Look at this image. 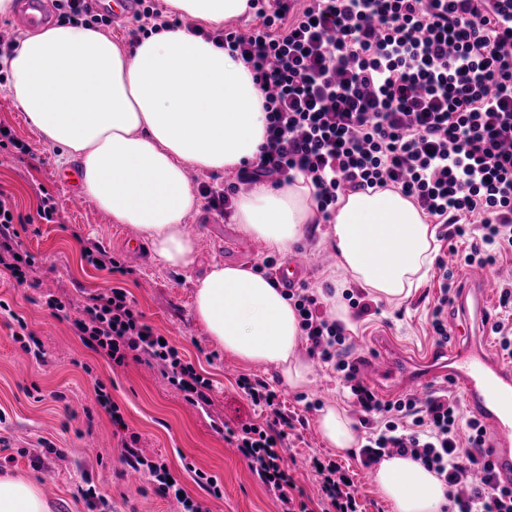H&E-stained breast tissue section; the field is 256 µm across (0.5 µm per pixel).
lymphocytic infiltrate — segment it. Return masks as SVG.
Here are the masks:
<instances>
[{"label": "lymphocytic infiltrate", "mask_w": 512, "mask_h": 512, "mask_svg": "<svg viewBox=\"0 0 512 512\" xmlns=\"http://www.w3.org/2000/svg\"><path fill=\"white\" fill-rule=\"evenodd\" d=\"M256 16L248 32L219 31L211 39L253 72L265 95L266 141L236 182L200 183L208 206L227 215L238 184L300 176L315 187L327 221L344 191L391 187L468 239L465 265L495 264L488 245L512 246V0H269ZM12 212L11 197L0 190V269L23 284L35 259L21 248ZM285 295L311 357L335 372L363 413V467L407 456L444 481L451 512H512V485L492 468L487 430L465 416L457 396L443 386L422 399L380 398L350 359L345 323L329 318L309 288ZM72 325L85 347L113 364L158 362L187 403L210 404L211 380L162 342L124 289L88 297ZM237 384L269 417L225 429V440L250 461L281 512H308L277 450L292 425L278 394L244 376ZM125 461L183 512H207L171 482L166 463L132 449ZM310 465L321 479L324 512H358L341 464Z\"/></svg>", "instance_id": "f902f5d3"}]
</instances>
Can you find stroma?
Here are the masks:
<instances>
[{"label": "stroma", "mask_w": 512, "mask_h": 512, "mask_svg": "<svg viewBox=\"0 0 512 512\" xmlns=\"http://www.w3.org/2000/svg\"><path fill=\"white\" fill-rule=\"evenodd\" d=\"M6 85L1 70L0 126L9 128L27 150L0 152V189L14 198L15 226L36 264L22 285L0 272V475L19 474L35 481L50 512H182L176 499L155 495L151 484L124 463L123 443L134 433L138 453L166 462L187 493L209 512H280L273 493L220 431L224 425L238 428L264 419L261 407L247 400L236 384L245 375L267 383L285 405L294 427L279 452L308 498L310 512H322L309 467L315 456L337 460L348 469L363 512H391L355 456L337 454L318 434L316 416L324 405L345 408L356 422L362 414L339 395L335 374L311 359L306 343H299L296 354L309 362L313 382L293 390L281 383L273 367H248L225 353L194 318L195 277L215 263L256 268L270 254L266 244L203 205L187 220L199 242L192 268H162L147 251L130 257L122 241L139 242V234L129 225L113 223L92 198L72 203L60 180L56 153L13 106ZM45 193L58 207L51 224L37 214ZM327 230V225H312L301 245L309 258L303 281L312 288H324L336 265L335 252L322 241ZM95 242L130 266V273L89 264L83 250ZM442 282L441 270L431 268L427 280L408 298L384 304L380 314L355 322L352 357L369 359L385 342L416 355L438 348L430 313ZM113 287L125 289L145 321L169 339L182 360L212 380L210 405L185 402L156 362L130 359L117 366L82 344L73 318L89 296ZM53 297L65 303L66 312L48 307ZM19 315L38 338L43 361L14 340ZM98 383L111 394L123 425H115L97 404ZM198 470L218 478L221 497L195 482Z\"/></svg>", "instance_id": "obj_1"}]
</instances>
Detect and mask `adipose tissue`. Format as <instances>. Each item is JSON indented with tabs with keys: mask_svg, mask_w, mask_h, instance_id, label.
<instances>
[{
	"mask_svg": "<svg viewBox=\"0 0 512 512\" xmlns=\"http://www.w3.org/2000/svg\"><path fill=\"white\" fill-rule=\"evenodd\" d=\"M179 18L218 27L248 11V0H164ZM5 65L7 91L64 165L77 164L83 190L113 222L137 230L158 265L190 268L198 240L186 226L199 202L189 168L221 174L254 160L266 138L265 98L253 73L227 49L184 26L124 48L97 29L62 22L22 33ZM314 188L303 178L259 182L242 193L232 223L281 255L316 223ZM326 234L344 281L394 303L426 279L435 230L399 190L341 196ZM193 311L213 340L247 366L274 367L289 387L311 383L297 357L299 317L270 279L214 264L194 283ZM316 427L338 452L358 433L342 407L321 408ZM374 483L392 512H442L447 487L420 462L384 458ZM0 512H50L40 488L0 476Z\"/></svg>",
	"mask_w": 512,
	"mask_h": 512,
	"instance_id": "ef3b65f1",
	"label": "adipose tissue"
}]
</instances>
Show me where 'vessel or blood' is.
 <instances>
[{
	"instance_id": "1",
	"label": "vessel or blood",
	"mask_w": 512,
	"mask_h": 512,
	"mask_svg": "<svg viewBox=\"0 0 512 512\" xmlns=\"http://www.w3.org/2000/svg\"><path fill=\"white\" fill-rule=\"evenodd\" d=\"M52 19L49 0H22L16 23L26 29L38 28ZM308 266L306 255L295 254L277 277L285 287L297 286ZM496 282L482 270L468 273L455 300L463 329L472 330L473 338L451 350H432L409 356L382 346L378 358L360 366L365 382L377 389L406 387L423 394L429 387L447 383L458 387L469 412L496 432L499 444L491 451L498 478L512 483V368H503L487 345L489 299Z\"/></svg>"
}]
</instances>
